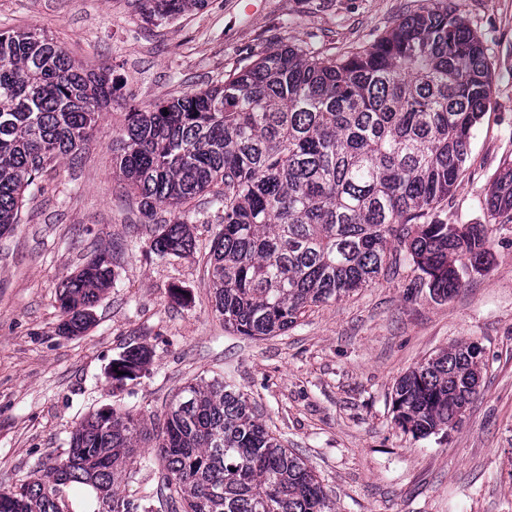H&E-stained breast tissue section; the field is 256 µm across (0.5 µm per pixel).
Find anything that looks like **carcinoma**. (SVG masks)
Here are the masks:
<instances>
[{
    "mask_svg": "<svg viewBox=\"0 0 512 512\" xmlns=\"http://www.w3.org/2000/svg\"><path fill=\"white\" fill-rule=\"evenodd\" d=\"M402 19L368 49L324 54L281 45L224 83L134 108L112 140V169L157 224L151 249L196 248L189 225H219L209 241L213 310L242 336H278L312 307L374 283L409 244L420 286L446 300L492 254L494 225L450 224L442 203L460 184L471 138L492 95L480 39L442 0ZM149 21L208 0H139ZM117 79L75 64L36 29L0 33V233L19 223L29 186L79 154ZM512 221V163L486 200ZM114 279L100 254L66 283L59 331L79 336ZM149 351L130 346L112 379L137 378ZM482 349L442 350L397 381L396 421L416 438L462 421L478 395ZM170 512H335L304 459L284 447L224 379L188 383L162 431L119 407L72 430L64 460L0 490V512H72L63 488L84 485L107 512H154L117 484L154 472Z\"/></svg>",
    "mask_w": 512,
    "mask_h": 512,
    "instance_id": "cac0c4a2",
    "label": "carcinoma"
}]
</instances>
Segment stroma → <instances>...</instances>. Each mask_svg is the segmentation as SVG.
Returning <instances> with one entry per match:
<instances>
[{"instance_id": "1", "label": "stroma", "mask_w": 512, "mask_h": 512, "mask_svg": "<svg viewBox=\"0 0 512 512\" xmlns=\"http://www.w3.org/2000/svg\"><path fill=\"white\" fill-rule=\"evenodd\" d=\"M481 38L492 104L471 140L448 221L480 224L512 160V0H450ZM428 0H208L170 21L138 0H0V32L37 28L76 64L110 66L122 87L80 158L28 188L0 234V490L66 457L75 423L112 406L154 425L192 379H230L285 448L312 466L336 512H512V223L496 225L493 265L448 300L419 285L406 247L394 273L313 308L288 332L225 330L211 305L206 245L159 257L138 200L112 172V135L130 108L219 84L277 45L328 53L369 47ZM114 281L83 335L58 331L61 283L98 253ZM483 352L479 394L461 423L425 439L395 420L408 370L455 343ZM149 350L147 372L116 382L113 359Z\"/></svg>"}]
</instances>
